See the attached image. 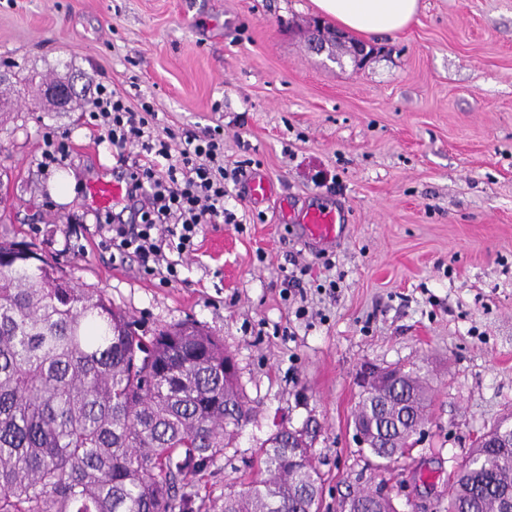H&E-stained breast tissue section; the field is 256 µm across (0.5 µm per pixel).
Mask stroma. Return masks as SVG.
<instances>
[{"mask_svg":"<svg viewBox=\"0 0 512 512\" xmlns=\"http://www.w3.org/2000/svg\"><path fill=\"white\" fill-rule=\"evenodd\" d=\"M312 0H0V70L23 75L0 110V237L34 244L77 287L102 292L141 330L204 326L224 343L254 409L235 447L192 482L201 512L252 472L281 426L318 424L321 512L383 489L398 512H444L476 439L512 416V0H420L395 34L316 54ZM138 84L163 123L224 127V158L273 191L231 187L238 223L205 228L167 284L98 248L89 182L124 177L83 109L44 82ZM65 135L68 167L44 174L43 137ZM77 174L58 202L50 181ZM341 211L345 238L308 241L282 202ZM303 268L305 297L282 284ZM336 290H329V281ZM416 365L430 419L381 468L354 440L366 365Z\"/></svg>","mask_w":512,"mask_h":512,"instance_id":"stroma-1","label":"stroma"}]
</instances>
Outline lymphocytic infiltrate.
<instances>
[{
  "label": "lymphocytic infiltrate",
  "instance_id": "f902f5d3",
  "mask_svg": "<svg viewBox=\"0 0 512 512\" xmlns=\"http://www.w3.org/2000/svg\"><path fill=\"white\" fill-rule=\"evenodd\" d=\"M87 110L100 140L128 168L129 197L143 200L132 224L113 223L107 212L96 215L99 247L110 250L113 261L134 259L150 275L177 279V260L194 252L204 225L237 223L224 199L227 185L245 176L246 161H225L222 127L175 131L159 122L150 102L107 82L94 85ZM131 145L136 155L128 154Z\"/></svg>",
  "mask_w": 512,
  "mask_h": 512
}]
</instances>
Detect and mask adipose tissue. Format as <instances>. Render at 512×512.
<instances>
[{
    "label": "adipose tissue",
    "mask_w": 512,
    "mask_h": 512,
    "mask_svg": "<svg viewBox=\"0 0 512 512\" xmlns=\"http://www.w3.org/2000/svg\"><path fill=\"white\" fill-rule=\"evenodd\" d=\"M319 14L359 34L395 33L407 27L419 0H312Z\"/></svg>",
    "instance_id": "obj_1"
}]
</instances>
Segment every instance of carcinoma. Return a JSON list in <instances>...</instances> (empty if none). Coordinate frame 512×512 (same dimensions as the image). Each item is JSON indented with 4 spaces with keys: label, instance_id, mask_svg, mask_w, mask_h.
<instances>
[{
    "label": "carcinoma",
    "instance_id": "obj_1",
    "mask_svg": "<svg viewBox=\"0 0 512 512\" xmlns=\"http://www.w3.org/2000/svg\"><path fill=\"white\" fill-rule=\"evenodd\" d=\"M219 337L194 323L147 337L98 291L30 245L0 238V512H188L184 488L251 420ZM414 371L359 397L354 420L388 467L427 420ZM312 441L267 438L256 477L224 512H321ZM348 512H396L361 493ZM447 512H512V446L475 448Z\"/></svg>",
    "mask_w": 512,
    "mask_h": 512
}]
</instances>
